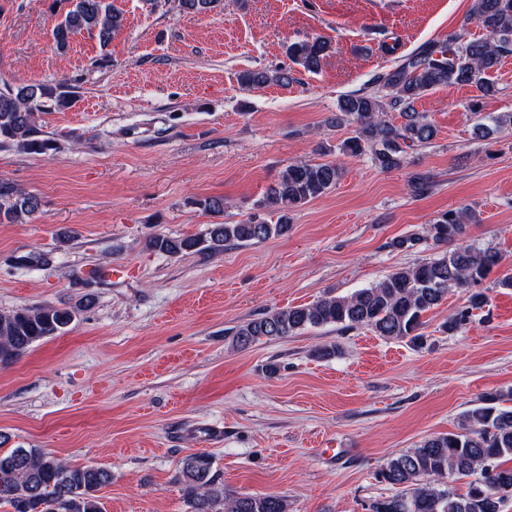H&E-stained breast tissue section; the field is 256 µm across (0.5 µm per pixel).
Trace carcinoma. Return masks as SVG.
Masks as SVG:
<instances>
[{"instance_id":"obj_1","label":"carcinoma","mask_w":512,"mask_h":512,"mask_svg":"<svg viewBox=\"0 0 512 512\" xmlns=\"http://www.w3.org/2000/svg\"><path fill=\"white\" fill-rule=\"evenodd\" d=\"M189 12L208 13L224 8V0H180ZM470 16L487 32L484 39L431 42L403 63L380 75L376 83L382 96L349 94L339 102L340 112L357 124L355 136L340 151L349 156L370 152L375 164L389 171L402 167L407 150L429 143L434 126L415 102L442 85L475 90L476 102L497 93L494 74L503 58L512 53V0H472ZM124 22L123 14L108 0H72V8L55 25L52 35L57 50H66L72 39L94 32L106 47ZM327 44L317 38L293 43L289 57L309 71L321 66ZM287 71L269 74L246 71L244 86L269 82L287 83ZM399 111L402 122L382 118L381 99ZM74 92L65 83L6 85L0 88V146H16L29 154L46 155L56 141L37 125L40 112L70 108ZM340 168L333 162L301 163L288 167L271 188L267 200L281 208L277 223L254 215L240 224H212L199 236L171 238L157 235L149 247L170 255L219 252L226 245L260 243L288 234V211L322 195L336 184ZM0 223H16L40 210L41 199L7 182L0 183ZM464 209H450L430 225L428 235L445 243L465 233ZM501 261L492 249L461 245L437 257L425 258L388 274L370 288L346 296H330L308 305L275 310L251 319L233 332L239 349L266 339L280 340L308 327L339 325L343 329L367 328L389 339L422 340L418 333L423 314L438 307L453 288H467L485 279ZM73 307L45 305L21 307L0 314V363L18 359L34 344L65 334L76 319ZM502 396L490 395L463 414L461 431L432 436L417 447L388 460L380 472L384 482L400 491L375 501L371 512H501L512 497V467L499 460L512 458V406ZM213 462L205 452L186 456L180 466L188 512H288L281 496L240 494L229 496L212 473ZM481 472V479L459 493L445 484L450 475ZM112 482V471L95 465H71L42 448H11L0 451V506L9 512H103L98 492Z\"/></svg>"}]
</instances>
